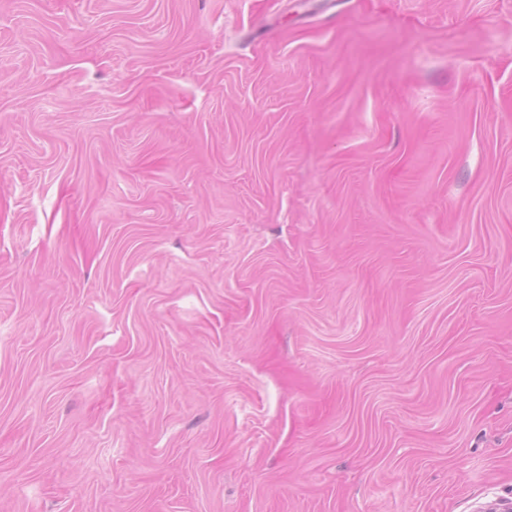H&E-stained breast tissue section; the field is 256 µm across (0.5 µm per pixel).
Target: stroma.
I'll list each match as a JSON object with an SVG mask.
<instances>
[{"label": "stroma", "instance_id": "1", "mask_svg": "<svg viewBox=\"0 0 512 512\" xmlns=\"http://www.w3.org/2000/svg\"><path fill=\"white\" fill-rule=\"evenodd\" d=\"M512 501V0H0V512Z\"/></svg>", "mask_w": 512, "mask_h": 512}]
</instances>
